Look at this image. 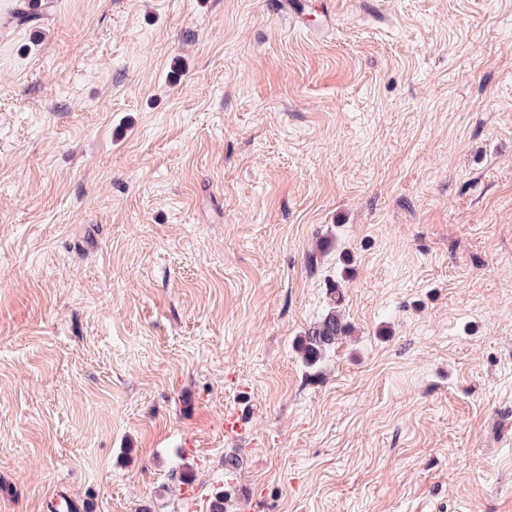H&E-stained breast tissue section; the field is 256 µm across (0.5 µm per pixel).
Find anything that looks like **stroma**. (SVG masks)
Instances as JSON below:
<instances>
[{
    "mask_svg": "<svg viewBox=\"0 0 512 512\" xmlns=\"http://www.w3.org/2000/svg\"><path fill=\"white\" fill-rule=\"evenodd\" d=\"M324 1L0 17V512H512V0ZM330 296L331 303L326 313L304 332L301 339L300 351L307 366L320 362L341 337L350 333L341 309L342 294L338 284L330 288Z\"/></svg>",
    "mask_w": 512,
    "mask_h": 512,
    "instance_id": "35a3bbf8",
    "label": "stroma"
}]
</instances>
